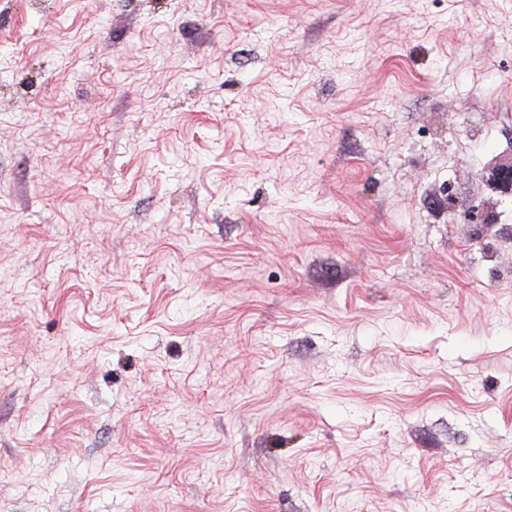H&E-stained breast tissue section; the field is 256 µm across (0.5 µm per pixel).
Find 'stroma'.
Here are the masks:
<instances>
[{"instance_id":"obj_1","label":"stroma","mask_w":512,"mask_h":512,"mask_svg":"<svg viewBox=\"0 0 512 512\" xmlns=\"http://www.w3.org/2000/svg\"><path fill=\"white\" fill-rule=\"evenodd\" d=\"M510 141L512 0H0V512H512ZM478 177L488 190V199L483 202L475 224H495L497 206L512 200V147L508 146L487 162Z\"/></svg>"}]
</instances>
